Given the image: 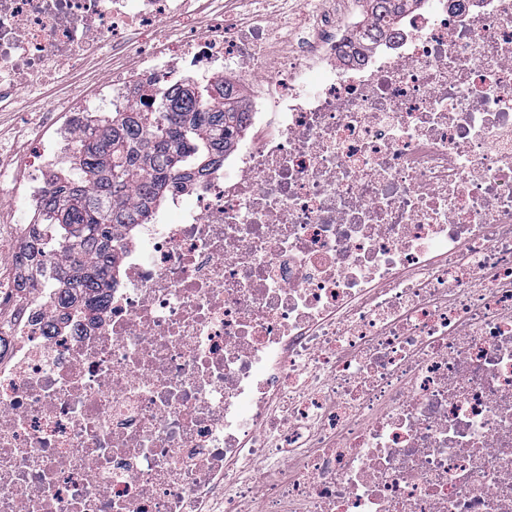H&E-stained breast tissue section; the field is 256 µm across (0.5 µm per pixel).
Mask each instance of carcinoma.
I'll return each instance as SVG.
<instances>
[{"label":"carcinoma","instance_id":"obj_1","mask_svg":"<svg viewBox=\"0 0 512 512\" xmlns=\"http://www.w3.org/2000/svg\"><path fill=\"white\" fill-rule=\"evenodd\" d=\"M400 0H365L374 27L367 44L400 16ZM240 93L218 76L191 92L159 81L143 108L98 112L79 132L71 170L49 188L43 209L25 225L18 253L21 290L45 279L57 288L56 319L95 320L116 275L115 232L151 222L178 180L224 161L242 131Z\"/></svg>","mask_w":512,"mask_h":512}]
</instances>
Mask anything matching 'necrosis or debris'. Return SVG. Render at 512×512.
Returning <instances> with one entry per match:
<instances>
[{"label":"necrosis or debris","mask_w":512,"mask_h":512,"mask_svg":"<svg viewBox=\"0 0 512 512\" xmlns=\"http://www.w3.org/2000/svg\"><path fill=\"white\" fill-rule=\"evenodd\" d=\"M0 0V189L191 66L249 139L117 245L96 322L0 290V512H512V0ZM163 39H155L157 26ZM137 68L84 95L104 40ZM400 0H365L364 4L367 5L366 12L375 21L374 27L367 31L362 37V44L377 41L381 37L384 27L390 28L397 23V18L400 16L399 7L397 6Z\"/></svg>","instance_id":"obj_1"}]
</instances>
